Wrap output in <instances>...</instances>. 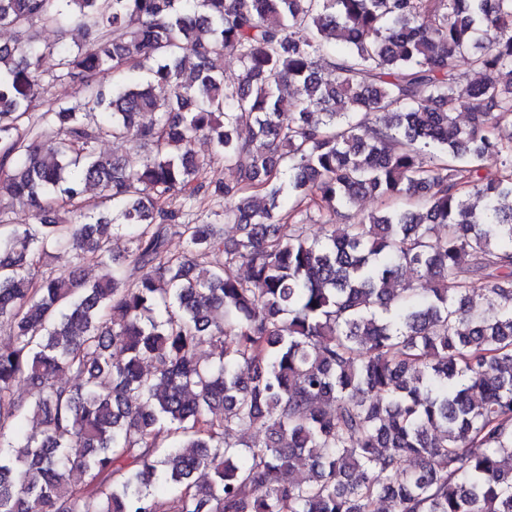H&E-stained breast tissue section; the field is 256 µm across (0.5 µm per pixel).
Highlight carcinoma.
Wrapping results in <instances>:
<instances>
[{"label": "carcinoma", "instance_id": "obj_1", "mask_svg": "<svg viewBox=\"0 0 512 512\" xmlns=\"http://www.w3.org/2000/svg\"><path fill=\"white\" fill-rule=\"evenodd\" d=\"M0 28V197L33 216L0 220V512H512V0H0ZM367 195L417 206L351 219ZM310 211L319 238L283 224ZM97 151L101 154H109L111 152L123 153L126 155L129 165L133 168H138L142 164L145 154L140 148L129 149L123 144L112 142L109 139L99 141Z\"/></svg>", "mask_w": 512, "mask_h": 512}]
</instances>
